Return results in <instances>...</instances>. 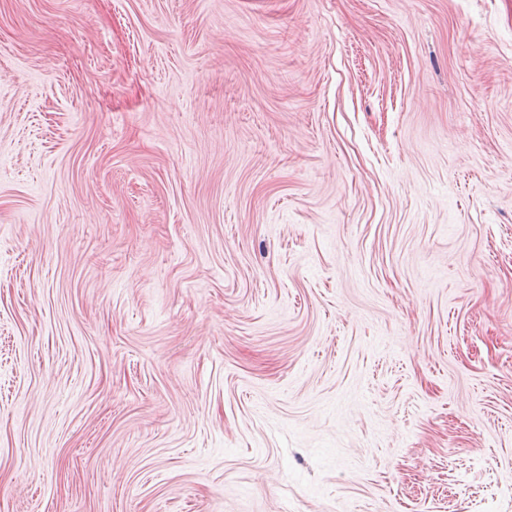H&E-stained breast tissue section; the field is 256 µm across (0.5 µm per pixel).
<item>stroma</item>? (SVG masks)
<instances>
[{
    "mask_svg": "<svg viewBox=\"0 0 512 512\" xmlns=\"http://www.w3.org/2000/svg\"><path fill=\"white\" fill-rule=\"evenodd\" d=\"M0 512H512V0H0Z\"/></svg>",
    "mask_w": 512,
    "mask_h": 512,
    "instance_id": "obj_1",
    "label": "stroma"
}]
</instances>
